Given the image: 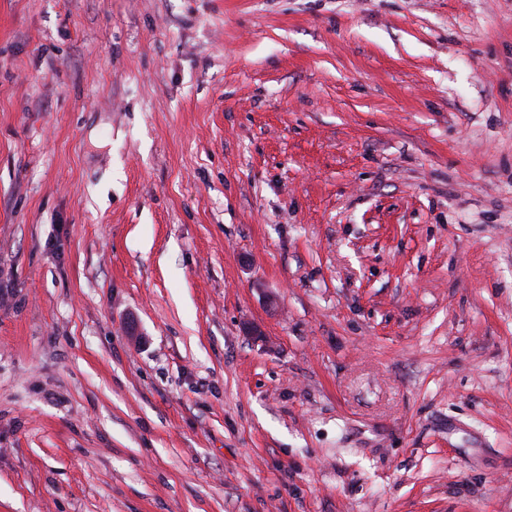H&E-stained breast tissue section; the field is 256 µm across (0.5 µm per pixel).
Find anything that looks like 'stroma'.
<instances>
[{"label": "stroma", "instance_id": "stroma-1", "mask_svg": "<svg viewBox=\"0 0 512 512\" xmlns=\"http://www.w3.org/2000/svg\"><path fill=\"white\" fill-rule=\"evenodd\" d=\"M0 512H512V0H0Z\"/></svg>", "mask_w": 512, "mask_h": 512}]
</instances>
